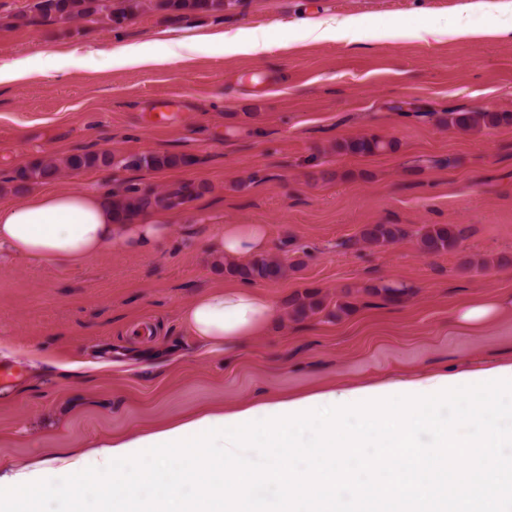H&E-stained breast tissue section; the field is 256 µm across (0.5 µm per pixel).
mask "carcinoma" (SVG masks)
Wrapping results in <instances>:
<instances>
[{"mask_svg":"<svg viewBox=\"0 0 512 512\" xmlns=\"http://www.w3.org/2000/svg\"><path fill=\"white\" fill-rule=\"evenodd\" d=\"M226 0H157V8L176 20L190 15L210 14L224 10ZM139 8V0H126L121 8L112 6V0H34L31 11L37 15L64 19L83 18L91 22L105 21L114 28H120ZM439 122L462 132L512 124V114L507 112L448 111L439 117ZM395 142L378 135H363L342 138L336 141L338 154L365 156L380 152H391ZM124 166L136 169H164L187 166L193 160L171 154L131 155L122 160ZM114 156L109 151L76 152L67 156L62 164L53 161H33L16 170L8 180L13 193L21 195L27 187L38 182L56 178L60 167L72 171L90 168L110 167ZM205 185L182 184L172 189L156 191L150 188L131 186L122 194L115 195L117 214L126 219L140 210L151 207L176 209L190 199L203 194ZM466 228L457 224H432L424 229L418 239L419 249L426 255H437L454 250L465 238ZM406 236L398 224H368L361 232V240L374 247L393 244ZM224 273L245 282L273 281L283 276L282 265L269 257L259 256L246 264L224 266ZM324 309L323 298L317 292L300 294L290 302V315L295 319L306 318Z\"/></svg>","mask_w":512,"mask_h":512,"instance_id":"1","label":"carcinoma"}]
</instances>
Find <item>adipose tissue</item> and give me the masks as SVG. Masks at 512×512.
Wrapping results in <instances>:
<instances>
[{
    "label": "adipose tissue",
    "instance_id": "obj_1",
    "mask_svg": "<svg viewBox=\"0 0 512 512\" xmlns=\"http://www.w3.org/2000/svg\"><path fill=\"white\" fill-rule=\"evenodd\" d=\"M179 56L176 45L166 41L155 46L123 45L113 50L112 62L118 66H137L148 62H170ZM171 213L154 209L139 213L133 220L118 221L113 212V197L106 190L29 191L19 204L0 205V250L47 264L79 267L111 247L141 253L157 248L166 238ZM269 248L266 228L261 224H228L216 241L217 255L232 262L248 259ZM276 313L275 305L259 291L240 283L212 288L198 295L180 311V318L191 336L206 348H223L233 353L256 337L267 335ZM445 378L444 371L399 367L379 377H366L353 383L339 382L318 388L322 399L354 397L362 389L412 384L429 388ZM142 431H133L93 444L86 451L66 454L38 464L0 465V484L5 479L34 469H61L68 464L103 459L106 448H116L147 440Z\"/></svg>",
    "mask_w": 512,
    "mask_h": 512
}]
</instances>
